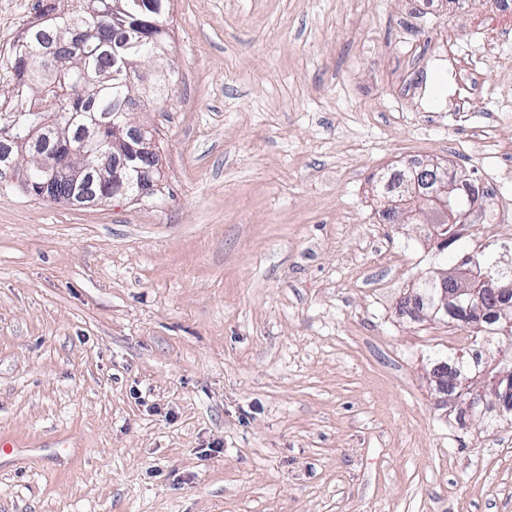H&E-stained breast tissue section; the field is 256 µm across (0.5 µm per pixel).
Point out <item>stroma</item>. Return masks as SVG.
<instances>
[{
	"instance_id": "stroma-1",
	"label": "stroma",
	"mask_w": 512,
	"mask_h": 512,
	"mask_svg": "<svg viewBox=\"0 0 512 512\" xmlns=\"http://www.w3.org/2000/svg\"><path fill=\"white\" fill-rule=\"evenodd\" d=\"M38 0H0V50ZM491 0H172L149 127L161 191L78 207L0 181V512H512V424L440 391L466 330L399 312L440 244L377 196L392 167L484 182L471 122ZM425 87L405 102L393 75ZM69 445L55 447L56 436Z\"/></svg>"
}]
</instances>
